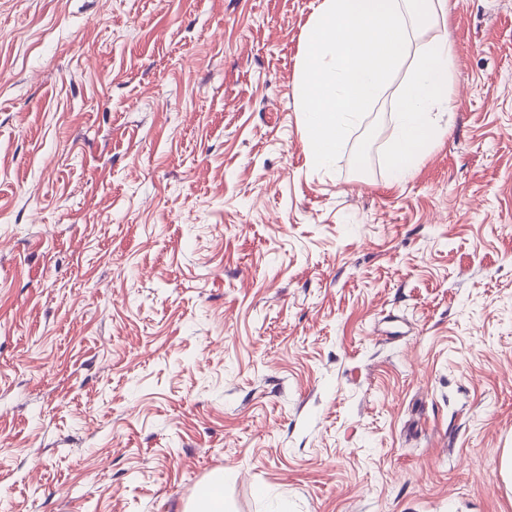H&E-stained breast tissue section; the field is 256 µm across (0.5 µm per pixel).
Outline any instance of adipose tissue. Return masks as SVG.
<instances>
[{
  "instance_id": "1",
  "label": "adipose tissue",
  "mask_w": 512,
  "mask_h": 512,
  "mask_svg": "<svg viewBox=\"0 0 512 512\" xmlns=\"http://www.w3.org/2000/svg\"><path fill=\"white\" fill-rule=\"evenodd\" d=\"M397 96L393 111L395 137L388 156L394 179L410 175L447 132L432 118L434 108H450L448 79L454 66V53L447 40L432 38L421 43Z\"/></svg>"
}]
</instances>
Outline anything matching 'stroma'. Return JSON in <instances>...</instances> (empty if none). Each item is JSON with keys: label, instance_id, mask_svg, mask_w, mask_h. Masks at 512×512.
Here are the masks:
<instances>
[{"label": "stroma", "instance_id": "1", "mask_svg": "<svg viewBox=\"0 0 512 512\" xmlns=\"http://www.w3.org/2000/svg\"><path fill=\"white\" fill-rule=\"evenodd\" d=\"M448 133L329 168L315 0H0L10 512H512V0H447ZM220 484H223V477L215 475L210 482L202 487L195 500L196 509L194 512H223L224 498L220 491Z\"/></svg>", "mask_w": 512, "mask_h": 512}]
</instances>
